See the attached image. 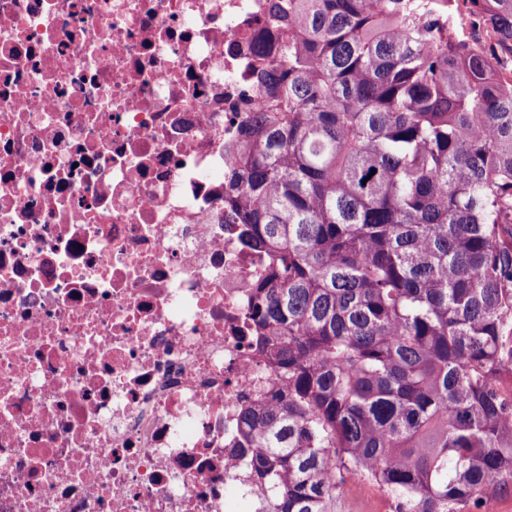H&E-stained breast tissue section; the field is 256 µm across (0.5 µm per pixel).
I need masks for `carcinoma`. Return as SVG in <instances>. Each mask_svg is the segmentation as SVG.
<instances>
[{
  "mask_svg": "<svg viewBox=\"0 0 512 512\" xmlns=\"http://www.w3.org/2000/svg\"><path fill=\"white\" fill-rule=\"evenodd\" d=\"M268 0L224 223L268 259L255 346L283 377L240 447L267 512H459L512 479V0ZM392 498L374 481H347L339 491L333 512H392Z\"/></svg>",
  "mask_w": 512,
  "mask_h": 512,
  "instance_id": "carcinoma-1",
  "label": "carcinoma"
}]
</instances>
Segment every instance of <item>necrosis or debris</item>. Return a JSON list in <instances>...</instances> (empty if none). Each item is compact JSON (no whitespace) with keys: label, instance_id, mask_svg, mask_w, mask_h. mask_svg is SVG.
Segmentation results:
<instances>
[{"label":"necrosis or debris","instance_id":"1","mask_svg":"<svg viewBox=\"0 0 512 512\" xmlns=\"http://www.w3.org/2000/svg\"><path fill=\"white\" fill-rule=\"evenodd\" d=\"M266 0H0V512H263L224 221Z\"/></svg>","mask_w":512,"mask_h":512}]
</instances>
